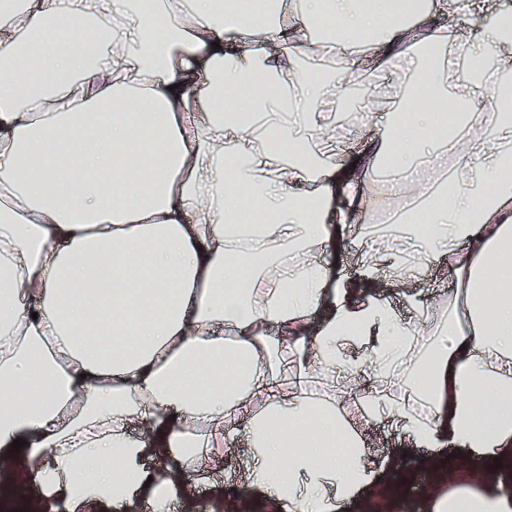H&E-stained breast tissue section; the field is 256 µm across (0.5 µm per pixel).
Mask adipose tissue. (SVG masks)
Here are the masks:
<instances>
[{
    "label": "adipose tissue",
    "mask_w": 512,
    "mask_h": 512,
    "mask_svg": "<svg viewBox=\"0 0 512 512\" xmlns=\"http://www.w3.org/2000/svg\"><path fill=\"white\" fill-rule=\"evenodd\" d=\"M490 18L447 35L423 0H18L0 11V485L39 507L167 512L147 462L203 471L217 440L250 450L244 493L279 512H362L385 490L335 404L286 377L358 379L365 342L400 396L373 402L404 447L512 452V121L477 80L512 61V0H442ZM447 43L490 133L448 143L453 183L429 208L422 258L358 246L361 274L400 289L448 253L451 317L400 318L335 270L356 196L382 158L435 168L448 71L438 56L383 113L370 71ZM333 57L315 73L313 63ZM205 97H198V90ZM384 135L354 161L337 132ZM437 334L425 353L421 336ZM446 400H437L438 392ZM247 413L243 433L228 424ZM23 439L20 452L12 444ZM428 512H512L496 480Z\"/></svg>",
    "instance_id": "1"
}]
</instances>
